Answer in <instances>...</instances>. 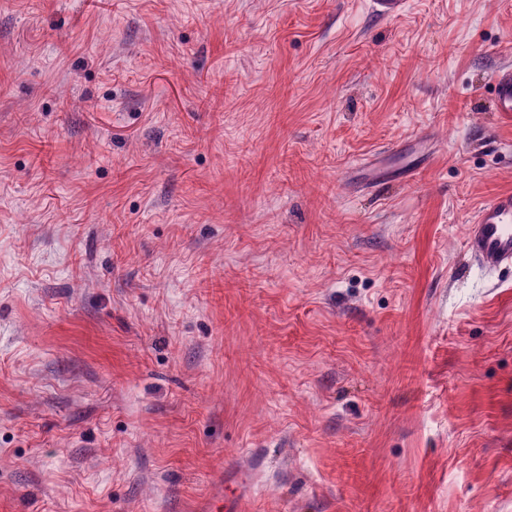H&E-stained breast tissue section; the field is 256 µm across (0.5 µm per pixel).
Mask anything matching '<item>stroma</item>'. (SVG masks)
Instances as JSON below:
<instances>
[{"instance_id": "35a3bbf8", "label": "stroma", "mask_w": 512, "mask_h": 512, "mask_svg": "<svg viewBox=\"0 0 512 512\" xmlns=\"http://www.w3.org/2000/svg\"><path fill=\"white\" fill-rule=\"evenodd\" d=\"M506 65L512 0H0V512H512ZM496 111L512 114V67L500 69L494 79ZM464 246L484 271L512 268V192L492 195L467 224Z\"/></svg>"}]
</instances>
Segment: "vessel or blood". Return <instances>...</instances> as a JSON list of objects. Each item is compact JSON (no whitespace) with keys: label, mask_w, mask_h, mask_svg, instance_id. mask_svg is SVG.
I'll return each mask as SVG.
<instances>
[{"label":"vessel or blood","mask_w":512,"mask_h":512,"mask_svg":"<svg viewBox=\"0 0 512 512\" xmlns=\"http://www.w3.org/2000/svg\"><path fill=\"white\" fill-rule=\"evenodd\" d=\"M497 111L512 114V67L500 69L494 79ZM464 246L484 271L512 268V192L492 195L466 228Z\"/></svg>","instance_id":"vessel-or-blood-1"}]
</instances>
